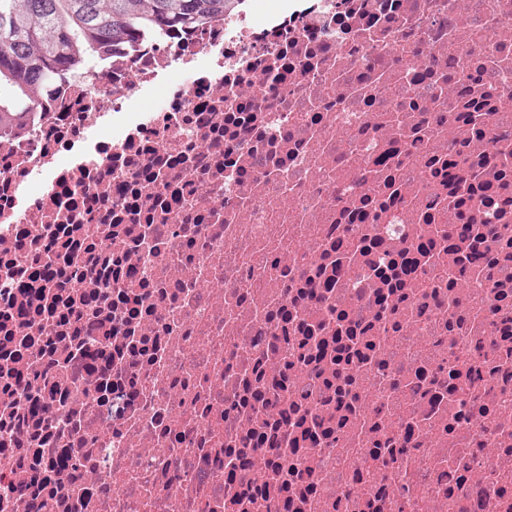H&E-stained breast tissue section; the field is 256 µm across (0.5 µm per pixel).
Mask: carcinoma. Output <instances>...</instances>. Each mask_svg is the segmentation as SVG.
<instances>
[{
	"label": "carcinoma",
	"instance_id": "1",
	"mask_svg": "<svg viewBox=\"0 0 512 512\" xmlns=\"http://www.w3.org/2000/svg\"><path fill=\"white\" fill-rule=\"evenodd\" d=\"M231 0H0V134L22 125L44 90L91 72L112 49L148 34L191 31L224 14ZM469 241L471 252L456 261L459 274L472 266L487 272L482 284L503 285L512 259V228L501 224H445L436 236L420 237L427 255Z\"/></svg>",
	"mask_w": 512,
	"mask_h": 512
}]
</instances>
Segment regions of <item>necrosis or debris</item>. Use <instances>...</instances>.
Listing matches in <instances>:
<instances>
[{
	"label": "necrosis or debris",
	"instance_id": "obj_1",
	"mask_svg": "<svg viewBox=\"0 0 512 512\" xmlns=\"http://www.w3.org/2000/svg\"><path fill=\"white\" fill-rule=\"evenodd\" d=\"M506 181L512 0H232L47 88L0 137V512H512V323L449 334L447 253L375 272Z\"/></svg>",
	"mask_w": 512,
	"mask_h": 512
}]
</instances>
